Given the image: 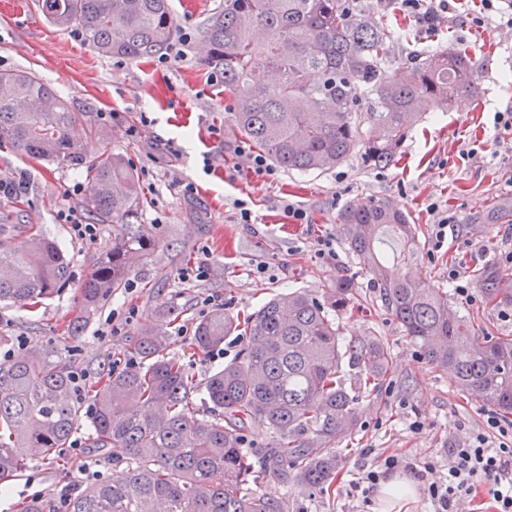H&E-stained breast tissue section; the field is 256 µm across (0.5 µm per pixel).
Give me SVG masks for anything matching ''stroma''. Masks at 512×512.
Here are the masks:
<instances>
[{"label":"stroma","mask_w":512,"mask_h":512,"mask_svg":"<svg viewBox=\"0 0 512 512\" xmlns=\"http://www.w3.org/2000/svg\"><path fill=\"white\" fill-rule=\"evenodd\" d=\"M219 0H170L176 34L191 41L185 60L131 62L97 54L74 30L48 23L35 0H0L18 13L12 25H0V70L36 72L60 96L76 99L95 111L106 143L87 140L75 127L74 140L89 153L100 147L124 156L139 175L144 197L142 223L171 238L148 259L134 260L124 287L115 291L81 336L67 332L80 309L79 290L89 269L112 241V227H97V240H76L58 219L64 194L85 181L83 170L36 161L0 144V176L28 182V189L0 206V224L9 228L15 245H23L28 229L41 230L61 248L69 262L71 281L54 298L27 311L0 304V334L13 358L52 342L68 350L75 370L96 382L104 366L120 371L131 361L128 348L139 331L151 325L164 332L168 353L180 360L195 384L193 402L203 406L205 382L211 372L233 362L244 346L227 339L224 356L213 359L192 350L195 326L213 305L243 316L269 298L295 290L321 295L336 277L352 279L360 296L359 309L346 312L340 323L344 339L364 329L375 331L390 349L391 380L362 401L351 438L338 448V477L330 490L319 491L274 478L258 483L260 491L284 494L290 512H351L352 480L361 477L364 449L398 455L416 465L444 463L448 444L462 432L483 423L484 404L459 392L448 374L422 359L399 323L377 299L366 270L349 251L338 216L349 206L387 198L406 210L418 230L421 251L408 275L430 280L451 294L453 309L474 318L487 336L512 338V321L501 310L512 299H491V289L512 282V267L500 263L503 239L512 237V221L492 217L495 206L512 209V130L497 123L499 112L512 108V28L491 22L475 28L467 16L478 0H461L450 29L427 42L418 38L414 22L386 12L391 32L389 73H396L410 51L466 48L478 68L479 94L450 112H428L414 124L402 147L401 161L384 170L365 167L359 155L325 171L275 168L269 179L248 176L241 158L229 148L242 142L227 109L229 96L222 80L201 60L199 30ZM195 185L184 194L175 178ZM453 216L442 248L434 246L430 203ZM251 209L253 223L236 221L237 204ZM303 208L308 221L289 218L286 204ZM331 237L338 262L328 265L318 254L319 237ZM489 251L473 261L481 246ZM209 249V272L200 280L182 279V269ZM462 266L475 288L468 303L453 292L448 268ZM178 307L175 321L154 316V303ZM88 464L81 475L80 464ZM112 476V461L90 452L76 456L71 448L36 458L16 477L1 484L0 512H18L26 498L38 496L58 505L63 489Z\"/></svg>","instance_id":"1"}]
</instances>
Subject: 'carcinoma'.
I'll return each instance as SVG.
<instances>
[{
	"mask_svg": "<svg viewBox=\"0 0 512 512\" xmlns=\"http://www.w3.org/2000/svg\"><path fill=\"white\" fill-rule=\"evenodd\" d=\"M46 20L79 31L98 54L130 61L159 57L171 44L169 0H41ZM199 39L205 66L234 100L238 130L286 170L336 168L351 154L369 168L398 160L421 112L451 110L476 96V66L462 49L427 51L388 75L390 30L359 0H222ZM366 96L368 123L358 120ZM84 122L102 141L92 110L57 95L36 73L0 70V140L28 157L78 166L83 206L95 224L112 225V244L84 282L68 333L81 334L123 287L130 258L149 257L164 240L140 220L137 173L120 154L91 155L70 139ZM351 253L370 274L378 298L418 347L464 394L512 416V339L479 340L483 328L451 309L448 292L410 280L386 264L385 229L414 261L420 241L409 217L387 199L340 214ZM69 263L43 233L23 248L0 237V302L33 309L70 281ZM359 301L339 276L321 296L295 291L271 298L240 321L218 307L201 319L194 346L209 352L244 332L237 360L209 376L207 402L224 421L200 415L192 381L168 356V339L143 330L132 342L136 362L109 371L90 402L76 392L73 367L53 344L0 364V481L36 457L67 447L82 417L95 430L90 447L112 457V478L72 494L67 512H288V500L257 492L265 475L323 490L336 479V445L357 427L361 401L391 369L382 337L369 330L347 342L329 308ZM270 434L256 469L242 448L245 423Z\"/></svg>",
	"mask_w": 512,
	"mask_h": 512,
	"instance_id": "carcinoma-1",
	"label": "carcinoma"
}]
</instances>
